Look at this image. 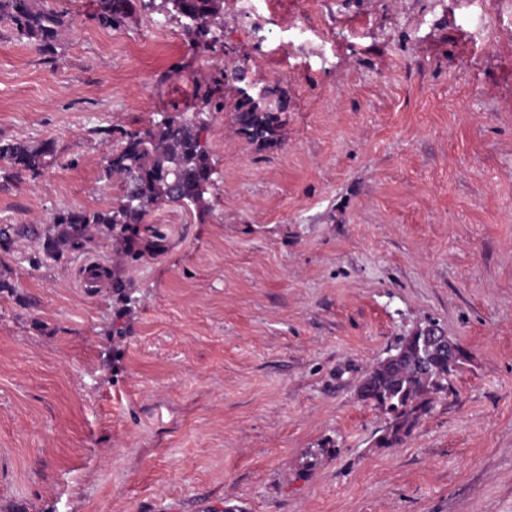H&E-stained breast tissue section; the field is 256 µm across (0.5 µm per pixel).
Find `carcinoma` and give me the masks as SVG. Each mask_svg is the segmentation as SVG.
<instances>
[{
  "label": "carcinoma",
  "mask_w": 512,
  "mask_h": 512,
  "mask_svg": "<svg viewBox=\"0 0 512 512\" xmlns=\"http://www.w3.org/2000/svg\"><path fill=\"white\" fill-rule=\"evenodd\" d=\"M149 5L164 17L179 21L190 41H205L213 47L221 43L224 0H149ZM132 7L133 0H96L92 17L99 25L112 28L126 22ZM0 23L12 28L17 39L27 40L44 53H52L60 32L72 20L47 0H0ZM243 80L242 69L230 72L223 68L219 77L198 92L193 111L162 114L134 132L112 129L119 137L108 158L106 174L118 187L119 195L105 210L74 207L58 211L53 217L56 233L47 236L42 247L44 258L55 259L65 251H87L94 242L95 232L103 226L112 232L116 264L136 262L164 248L159 240L143 243L138 238V225L156 207L166 203L187 204L202 215L208 213L210 207L205 194L214 184L215 170L201 133L218 114L231 109L237 134L259 150L276 147L283 140L287 91L277 83L267 87L262 96L238 95L227 101L224 84ZM56 157L51 139H0V161L7 165V177L12 181L37 178L53 165ZM29 234L24 225L1 227L0 248L9 251ZM87 272L92 283L111 279L112 292L126 303L132 301L124 280L110 276L107 266L93 265ZM460 368L461 364H450L446 357L435 360L426 372L415 366L412 357L397 365L374 367L360 386L359 397L384 416L376 445L380 448L400 445L431 412L436 397L448 389V375Z\"/></svg>",
  "instance_id": "carcinoma-1"
}]
</instances>
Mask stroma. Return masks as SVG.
<instances>
[{"instance_id":"obj_1","label":"stroma","mask_w":512,"mask_h":512,"mask_svg":"<svg viewBox=\"0 0 512 512\" xmlns=\"http://www.w3.org/2000/svg\"><path fill=\"white\" fill-rule=\"evenodd\" d=\"M53 5L55 53L0 25V139L57 149L0 176V225L110 206L107 130L191 111L220 68L286 87L287 124L259 150L213 119L210 212L140 225L165 250L120 266L129 305L83 279L109 231L0 249V512H512V0H225L220 50ZM427 324L468 361L377 447L358 387ZM57 157L55 143L51 139L14 141L0 139V161L8 168L11 181L22 182L37 178L53 165Z\"/></svg>"}]
</instances>
